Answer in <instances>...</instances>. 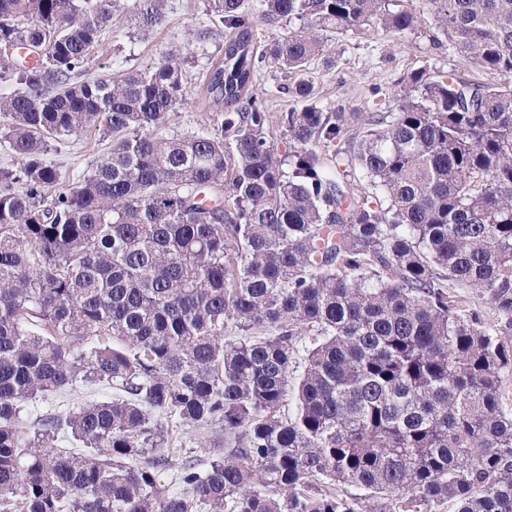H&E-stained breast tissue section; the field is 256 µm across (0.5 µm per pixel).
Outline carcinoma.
Masks as SVG:
<instances>
[{
    "label": "carcinoma",
    "mask_w": 512,
    "mask_h": 512,
    "mask_svg": "<svg viewBox=\"0 0 512 512\" xmlns=\"http://www.w3.org/2000/svg\"><path fill=\"white\" fill-rule=\"evenodd\" d=\"M428 2L448 52L498 81L422 69L395 112L306 104L280 155L244 0H204L226 29L212 127L168 137L189 95L173 53L75 80L106 26L153 28L163 0H0V85L24 86L0 96L22 160L0 168V512H512V0ZM259 17L311 19L270 50L288 73L319 29L419 26L405 0ZM91 127L112 148L67 184L50 142ZM77 386L116 395L23 426ZM164 418L224 443L181 462L179 494L157 479Z\"/></svg>",
    "instance_id": "cac0c4a2"
}]
</instances>
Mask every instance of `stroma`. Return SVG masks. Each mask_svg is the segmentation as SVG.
Wrapping results in <instances>:
<instances>
[{
	"label": "stroma",
	"instance_id": "35a3bbf8",
	"mask_svg": "<svg viewBox=\"0 0 512 512\" xmlns=\"http://www.w3.org/2000/svg\"><path fill=\"white\" fill-rule=\"evenodd\" d=\"M412 5L422 19L418 33L399 38L377 24L363 33L344 37L326 31L322 34L321 52L310 60L305 70L286 74L277 66L264 64L258 81L259 96L272 117L271 130L279 152L288 151L291 145L282 118L298 105L288 88L302 80L312 85L317 103L346 113L396 106L408 88L410 74L421 69L452 67L470 81L492 82V74L480 66L449 56L447 46H435L432 37L437 29L426 0H413ZM101 41L99 52L87 66L86 78H117L150 66L161 52L173 51L180 58L189 97L167 129L186 133L209 125L210 114L202 90L209 57L221 54L224 49V28L207 19L202 0H165L162 24L143 33L126 20L106 27ZM110 146V140L102 138L99 130L91 129L54 145L46 159L56 166L64 182L73 183L106 156ZM113 394V389L106 387H78L29 402L22 419L29 425L46 413L81 403L106 401ZM173 433L177 454L159 474L161 485L167 489L174 482L182 454L197 456L205 462L220 449L216 437L202 438L199 431L177 427Z\"/></svg>",
	"mask_w": 512,
	"mask_h": 512
}]
</instances>
